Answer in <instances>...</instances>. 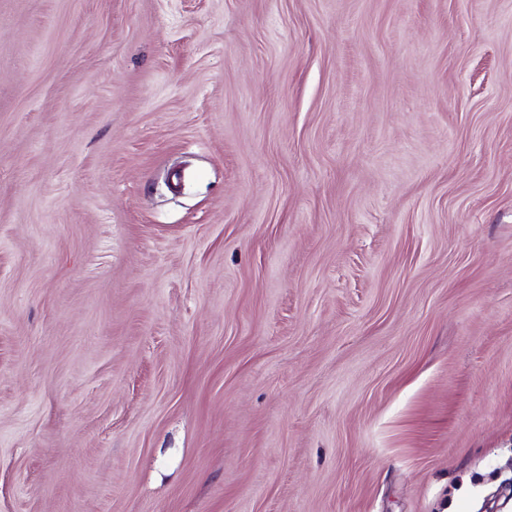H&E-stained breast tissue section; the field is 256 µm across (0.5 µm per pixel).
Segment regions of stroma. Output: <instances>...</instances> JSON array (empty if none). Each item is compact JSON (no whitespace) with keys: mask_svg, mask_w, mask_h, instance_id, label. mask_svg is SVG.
Listing matches in <instances>:
<instances>
[{"mask_svg":"<svg viewBox=\"0 0 512 512\" xmlns=\"http://www.w3.org/2000/svg\"><path fill=\"white\" fill-rule=\"evenodd\" d=\"M511 477L512 0H0V512Z\"/></svg>","mask_w":512,"mask_h":512,"instance_id":"stroma-1","label":"stroma"}]
</instances>
